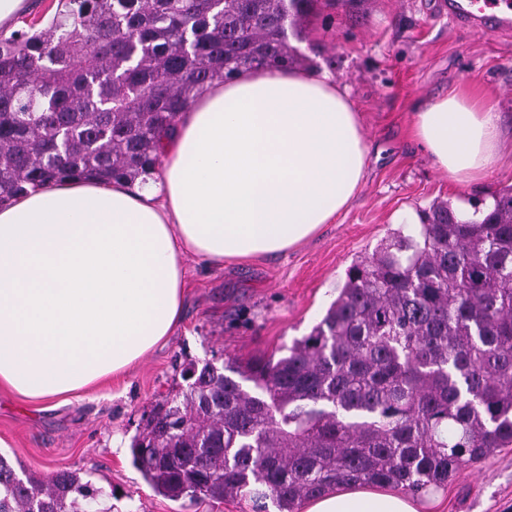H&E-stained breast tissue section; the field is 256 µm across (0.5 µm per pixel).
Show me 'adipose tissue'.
<instances>
[{"mask_svg":"<svg viewBox=\"0 0 512 512\" xmlns=\"http://www.w3.org/2000/svg\"><path fill=\"white\" fill-rule=\"evenodd\" d=\"M414 134L462 182L500 160L498 115L461 88L420 104ZM368 152L325 70L244 69L210 84L135 187L71 180L0 208V390L70 402L166 343L186 256L280 255L356 197ZM303 512H422L386 487L342 486Z\"/></svg>","mask_w":512,"mask_h":512,"instance_id":"obj_1","label":"adipose tissue"}]
</instances>
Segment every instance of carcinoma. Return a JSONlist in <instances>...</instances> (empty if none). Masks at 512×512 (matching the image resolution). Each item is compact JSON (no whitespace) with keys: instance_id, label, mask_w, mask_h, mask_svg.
<instances>
[{"instance_id":"1","label":"carcinoma","mask_w":512,"mask_h":512,"mask_svg":"<svg viewBox=\"0 0 512 512\" xmlns=\"http://www.w3.org/2000/svg\"><path fill=\"white\" fill-rule=\"evenodd\" d=\"M335 0H58L0 40V206L65 179L135 183L160 137L214 81L301 64L289 42ZM99 33L88 48L81 40ZM464 220L418 212L346 272L288 354L191 369L133 440L170 499L277 512L339 485L413 493L512 447V188ZM78 473L19 476L0 455V512H112Z\"/></svg>"}]
</instances>
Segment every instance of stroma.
Masks as SVG:
<instances>
[{
  "label": "stroma",
  "instance_id": "stroma-1",
  "mask_svg": "<svg viewBox=\"0 0 512 512\" xmlns=\"http://www.w3.org/2000/svg\"><path fill=\"white\" fill-rule=\"evenodd\" d=\"M439 0H365L315 16L300 42L336 60L370 144L364 183L333 223L286 254L212 265L184 260L182 320L168 342L122 378L56 408L0 392L1 451L16 470L90 474L111 493L112 512H254L250 501H173L134 466L131 444L154 412L186 391L190 364L280 354L307 335L337 295L347 268L392 232L405 210L434 200L489 198L512 187V34L486 35L449 23ZM467 86L502 116V157L478 181L440 173L412 134L423 99ZM441 512H512V448L461 471L439 488Z\"/></svg>",
  "mask_w": 512,
  "mask_h": 512
}]
</instances>
